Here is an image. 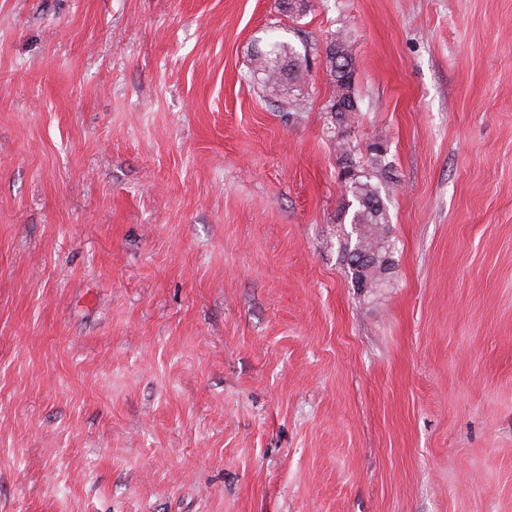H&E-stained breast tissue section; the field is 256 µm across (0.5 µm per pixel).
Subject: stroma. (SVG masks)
<instances>
[{"instance_id": "stroma-1", "label": "stroma", "mask_w": 512, "mask_h": 512, "mask_svg": "<svg viewBox=\"0 0 512 512\" xmlns=\"http://www.w3.org/2000/svg\"><path fill=\"white\" fill-rule=\"evenodd\" d=\"M0 0V512H512V0ZM394 244L353 287L322 67ZM330 39H338L342 40V55L338 58L336 57H329L326 56L325 60V70L326 74L329 78V83L331 84L333 90L332 94L330 95L329 99L326 101L325 105L323 106L324 112H327V115H330V118L332 122L336 119V112L333 111L335 106V100L336 96H338L344 89V85L341 82L343 79H348L349 84H347L346 88L347 91H350V93L353 94V96L356 99V102L359 106L358 99L355 96V93L353 92V86L351 84V81L353 80V74H354V64H353V58L349 51V39L347 33L341 34L340 32H337V34H333V36ZM334 120V121H333ZM254 74L261 75L263 83L274 88L288 81V85L300 84L303 72L300 52L286 40H275L260 49L254 56Z\"/></svg>"}]
</instances>
